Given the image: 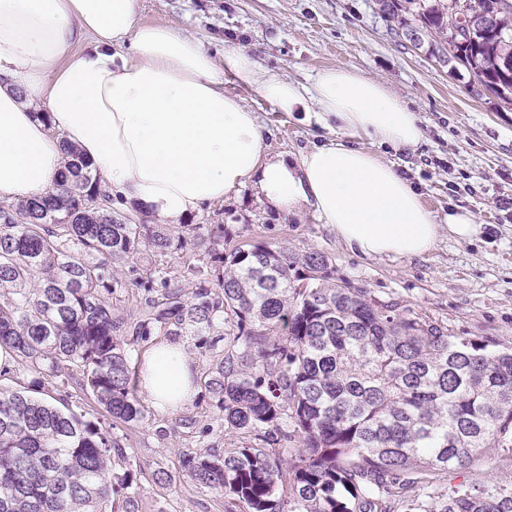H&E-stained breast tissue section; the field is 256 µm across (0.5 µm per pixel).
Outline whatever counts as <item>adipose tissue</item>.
<instances>
[{"label": "adipose tissue", "instance_id": "obj_1", "mask_svg": "<svg viewBox=\"0 0 512 512\" xmlns=\"http://www.w3.org/2000/svg\"><path fill=\"white\" fill-rule=\"evenodd\" d=\"M139 0H0V201L51 190L74 147L122 207L175 225L250 180L288 214L313 208L367 257L421 256L442 235L479 233L467 210L437 222L413 185L364 148H413L416 113L384 85L331 67L312 86L263 69L245 49L214 57L167 23H138ZM283 112H312L337 138L294 159L264 151L259 117L225 79ZM191 357L162 343L142 360L153 408L196 395Z\"/></svg>", "mask_w": 512, "mask_h": 512}]
</instances>
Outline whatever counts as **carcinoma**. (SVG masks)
I'll list each match as a JSON object with an SVG mask.
<instances>
[{
    "label": "carcinoma",
    "instance_id": "obj_1",
    "mask_svg": "<svg viewBox=\"0 0 512 512\" xmlns=\"http://www.w3.org/2000/svg\"><path fill=\"white\" fill-rule=\"evenodd\" d=\"M377 5L401 34L425 31L431 54L463 66L470 87L512 103V0ZM474 9L495 30L466 29ZM453 31L467 39L462 56L447 49ZM69 156L49 195L0 203V347L35 375L26 390L0 387V512H110L118 496L135 512L133 475L112 472V426L37 393L76 365L107 419L138 422L120 337L183 325L201 334L226 315L241 353L224 356L209 387L224 425L253 443L185 455L192 481L245 512H392L405 500L407 512H512V482L438 491L491 444L512 460V350L450 336L334 280L320 252L258 243L227 255L222 224H193L188 239L136 221L112 209L88 161ZM144 243L164 258L190 244L203 262L186 269L189 292L163 268L141 282L157 297L129 332L112 316L115 268ZM277 432L295 447L265 448Z\"/></svg>",
    "mask_w": 512,
    "mask_h": 512
}]
</instances>
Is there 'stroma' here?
<instances>
[{"mask_svg":"<svg viewBox=\"0 0 512 512\" xmlns=\"http://www.w3.org/2000/svg\"><path fill=\"white\" fill-rule=\"evenodd\" d=\"M139 20L169 22L201 38L215 56L226 45L241 46L264 68L306 86L329 67L382 82L416 112L423 137L415 148L381 146L378 154L413 184L438 222L459 207L474 215L481 231L465 242L441 238L419 257H366L340 241L313 209L278 212L253 182L224 202L203 206L188 223L223 225L228 252L256 243L298 254L321 252L334 278L367 289L378 301L398 302L405 315L492 350L512 349V104L470 90L465 69H451L399 37L378 14L375 0H142ZM236 93L258 113L269 155L296 156L335 136L313 114L279 111L246 88ZM154 264L152 250L143 246L117 268L124 286L114 293L112 310L126 323L141 319L151 297L146 288L133 286L134 275ZM236 332V320L228 316L214 332L177 335L192 358L194 399L160 414L139 395L143 419L113 428L120 449L112 454V468L134 474L138 512H226L223 495L183 474L181 458L249 441L225 427L207 386ZM501 454L485 448L476 465L450 472L448 483L512 481V466ZM161 470L171 476L170 484L157 482Z\"/></svg>","mask_w":512,"mask_h":512,"instance_id":"35a3bbf8","label":"stroma"}]
</instances>
